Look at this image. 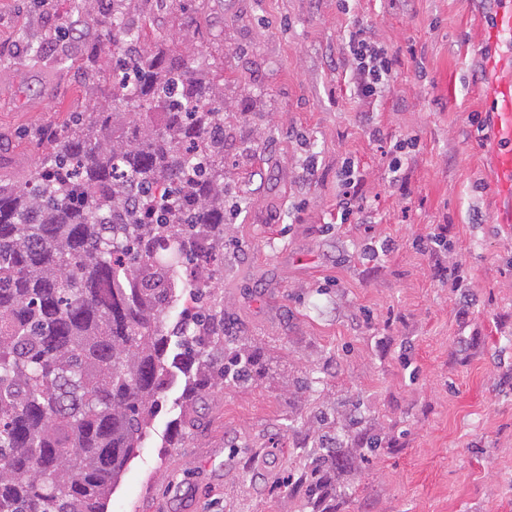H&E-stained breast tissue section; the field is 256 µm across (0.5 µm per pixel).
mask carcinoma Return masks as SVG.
Here are the masks:
<instances>
[{
    "label": "carcinoma",
    "instance_id": "cac0c4a2",
    "mask_svg": "<svg viewBox=\"0 0 512 512\" xmlns=\"http://www.w3.org/2000/svg\"><path fill=\"white\" fill-rule=\"evenodd\" d=\"M72 2L112 44V87L44 135L27 180L0 182V512H105L176 372L195 399L259 373L224 314L215 76L145 42L148 0ZM178 8L196 33L192 0ZM188 288L199 300L168 324ZM343 461L316 451L305 494Z\"/></svg>",
    "mask_w": 512,
    "mask_h": 512
}]
</instances>
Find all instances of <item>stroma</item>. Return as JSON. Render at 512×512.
<instances>
[{"mask_svg":"<svg viewBox=\"0 0 512 512\" xmlns=\"http://www.w3.org/2000/svg\"><path fill=\"white\" fill-rule=\"evenodd\" d=\"M199 2L193 43L227 106L224 310L263 371L212 388L200 426L167 448L177 377L107 512H512V224L495 221L484 124L494 84L512 80L488 60H511L512 36L486 42L495 0ZM179 23L157 0L146 43L185 55ZM358 30L400 59L376 100L357 98L345 63ZM111 70L71 0H0V176H27L39 132L93 111ZM407 137L419 146L402 190L387 164ZM350 158L369 224L340 221ZM440 224L450 246L434 258L420 239ZM385 238L393 251L369 259ZM439 263L462 264L469 287L439 282ZM325 435L346 436L348 465L314 505L298 480Z\"/></svg>","mask_w":512,"mask_h":512,"instance_id":"35a3bbf8","label":"stroma"}]
</instances>
